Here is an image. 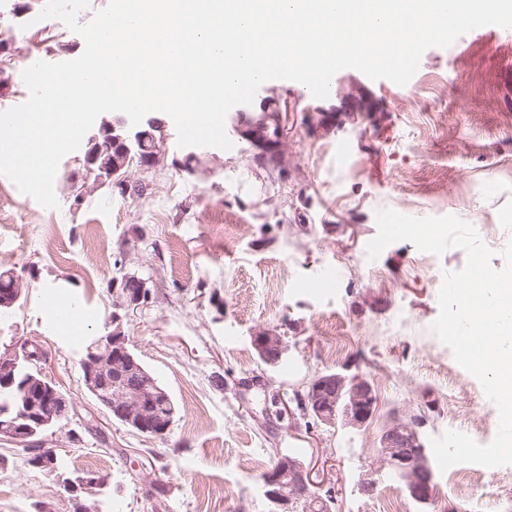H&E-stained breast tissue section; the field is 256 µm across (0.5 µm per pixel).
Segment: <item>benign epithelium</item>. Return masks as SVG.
I'll return each instance as SVG.
<instances>
[{"label": "benign epithelium", "instance_id": "7a95c632", "mask_svg": "<svg viewBox=\"0 0 512 512\" xmlns=\"http://www.w3.org/2000/svg\"><path fill=\"white\" fill-rule=\"evenodd\" d=\"M262 115L255 121H238L237 132L256 149L254 161L264 167L273 160L284 158L288 139V113L293 107L286 100L266 99L260 104ZM105 137L112 148L122 155V161H139L144 171L156 168L165 156L164 123L147 115L133 127L125 122H112L95 128L87 137L83 166L99 167L101 172L114 177L117 171L107 165L102 153L95 147L100 137ZM150 295L146 282L137 276H125L112 284V315L108 326L112 330L96 340L81 361L83 384L95 400L113 419L132 427L139 433L161 439L170 432L174 419L156 418L145 410L148 396L142 376L146 372L136 365L128 349V336L124 320L128 313L139 307ZM252 345L267 366H274L287 353L283 336L276 331H264L252 337ZM20 345L5 347L0 354V373L6 374L16 367ZM123 361L129 365L133 377L126 381L121 391L112 394L101 380L108 371ZM307 400L315 407V418L329 425L338 422L360 427L367 423L374 412L377 396L369 379L360 374L340 372L320 374L306 385ZM69 400L57 383L47 388V393L37 397H25L26 418L30 424L20 426L14 422L0 424V438L22 447L46 445L43 433L58 427L65 417ZM422 422L415 416L392 420L383 430L376 467L359 483V490L371 495L377 488L375 475L386 471L398 480L407 496L423 508L436 500V482L432 464L420 435ZM106 486L101 478L80 477L67 482L72 494L97 495ZM265 496L276 506L286 509L301 500L309 503L314 481L310 472L296 458L288 454L278 455L276 469L263 482Z\"/></svg>", "mask_w": 512, "mask_h": 512}]
</instances>
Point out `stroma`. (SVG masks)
I'll return each instance as SVG.
<instances>
[{"mask_svg":"<svg viewBox=\"0 0 512 512\" xmlns=\"http://www.w3.org/2000/svg\"><path fill=\"white\" fill-rule=\"evenodd\" d=\"M12 3L0 0V21L13 28L17 48L0 77L5 107L28 97L22 71L29 58L57 63L85 48L60 21H37L47 0L18 18ZM350 93L369 101L370 111L342 110ZM258 94L294 107L279 168L256 166L231 112L228 151L178 147L167 123L162 163L125 175L127 184L145 185L140 197L117 187L74 195L66 179L78 163L74 152L59 164L55 209L0 175V268L30 271L20 305L0 318V344L39 342L47 377L75 407L49 439L64 474L29 466L20 447L0 440V512H74L63 478L86 471L109 478L95 512H276L260 475L277 451L310 470L317 495L333 497L335 512H375L385 493H401L400 484L380 473L366 496L358 481L394 417L423 416L427 441L447 431L453 405L476 422L472 439H494L495 404L431 329L443 274L464 267L465 251L438 257L400 241L371 260L366 245L377 234L378 209L454 215L494 250L493 267H504L512 180L500 171L512 169V29L426 50L403 86L344 69L323 100L299 96L293 81H269ZM462 183L487 191L460 198ZM49 224L59 231L48 242ZM328 272L335 288H317ZM126 274L146 279L151 292L128 319L129 343L178 408L163 440L113 422L82 381L84 345L103 333L112 282ZM53 289L85 305L71 335L49 320L44 300ZM267 329L288 342L273 368L252 346ZM338 331L351 344L332 358L328 343ZM345 368L374 386L378 405L367 425L329 426L297 412L295 395L310 379ZM89 419L99 436L70 442L67 431L82 432ZM505 472L484 469L479 485L436 472V512H512V499L494 493ZM158 482L167 487L162 500L150 493Z\"/></svg>","mask_w":512,"mask_h":512,"instance_id":"stroma-1","label":"stroma"}]
</instances>
